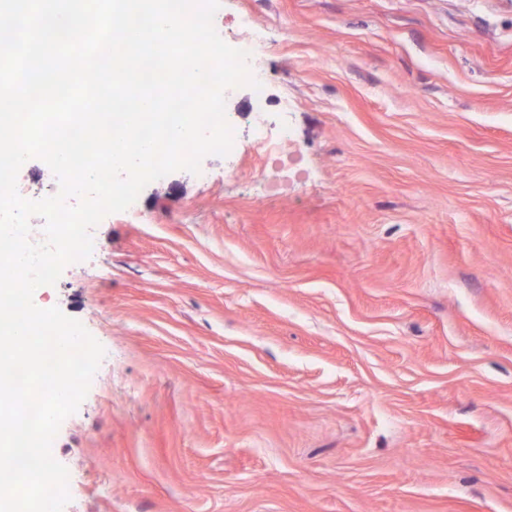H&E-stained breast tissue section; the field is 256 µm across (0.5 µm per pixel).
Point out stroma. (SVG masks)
Segmentation results:
<instances>
[{
    "mask_svg": "<svg viewBox=\"0 0 512 512\" xmlns=\"http://www.w3.org/2000/svg\"><path fill=\"white\" fill-rule=\"evenodd\" d=\"M293 138L178 170L36 306L105 349L63 512H512V0H224Z\"/></svg>",
    "mask_w": 512,
    "mask_h": 512,
    "instance_id": "35a3bbf8",
    "label": "stroma"
}]
</instances>
